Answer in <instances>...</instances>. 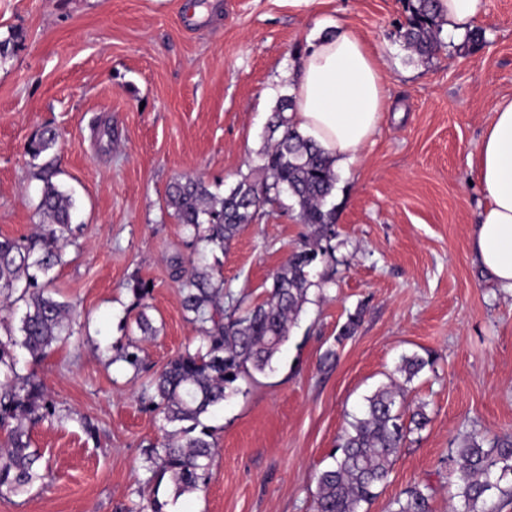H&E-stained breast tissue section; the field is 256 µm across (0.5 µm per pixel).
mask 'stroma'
<instances>
[{
  "mask_svg": "<svg viewBox=\"0 0 512 512\" xmlns=\"http://www.w3.org/2000/svg\"><path fill=\"white\" fill-rule=\"evenodd\" d=\"M404 20L403 0H0V40L20 35L0 64V236L35 229L26 148L52 127L57 180L79 205L53 286L81 311L38 367L56 414L31 439L51 478L0 497V512H139L155 498L181 512H315L316 475L348 414L404 355L434 362L407 395L429 421L367 512H391L413 486L431 512H448L451 450L472 434L512 437V290L474 259L483 195L469 168L497 96L512 94V0H484L482 43L426 62L397 42ZM339 28L375 50L389 109L362 161L339 175L335 258L316 265L273 372L240 381L204 417L216 445L208 477L176 495L147 460L164 422L141 400L155 372L200 344L172 277L173 259L194 249L168 187L193 175L226 190L257 168L289 92L284 72L313 36ZM309 233L267 206L205 261L221 269L225 297L259 302ZM135 276L151 286L157 335L135 326ZM355 312L354 335L337 341ZM132 340L144 370L112 358Z\"/></svg>",
  "mask_w": 512,
  "mask_h": 512,
  "instance_id": "stroma-1",
  "label": "stroma"
}]
</instances>
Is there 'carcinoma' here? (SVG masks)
Segmentation results:
<instances>
[{"label":"carcinoma","mask_w":512,"mask_h":512,"mask_svg":"<svg viewBox=\"0 0 512 512\" xmlns=\"http://www.w3.org/2000/svg\"><path fill=\"white\" fill-rule=\"evenodd\" d=\"M437 0H406V24L398 40L418 58L428 60L442 48L443 28ZM293 99L281 97L268 122L267 143L260 151L259 176L246 174L219 193L199 177L181 176L167 193V207L191 237L194 246L224 250L230 241L267 205H284L310 228V237L276 271L266 298L242 305L224 304V277L201 264L186 267L175 261L181 305L198 324L201 343L195 351L170 359L150 384L149 404L172 429L161 447L150 451L157 478L169 477L179 493L197 489L206 479L215 446L202 418L239 392L236 382L273 370V362L289 339L310 288L312 271L329 252L322 245L333 236L335 207L330 198L338 175L318 145L302 135L288 117ZM57 145V133L43 128L28 146L33 178L39 182L37 231L19 239L0 238V296L16 297L25 312L18 330L0 337V496L18 494L46 478L39 467L40 450L31 447L30 431L54 416L55 405L36 367L61 337L73 334L80 312L50 291L49 273L62 262L65 234L72 232L75 199L57 182L54 159L44 160ZM139 308L135 325L143 336L157 333L144 312L148 285L129 284ZM30 357L29 368H18L17 350ZM117 359L138 371L139 348L131 343L117 349ZM432 362L403 356L396 372L364 396L349 415L338 438L334 463L316 477L315 512H362L388 478L407 434L427 422L425 404L410 407L407 384ZM414 427H409L405 419ZM459 504L451 512H497L495 499L512 495V440L466 437L450 456ZM393 512H430L428 496L417 486L394 501Z\"/></svg>","instance_id":"cac0c4a2"}]
</instances>
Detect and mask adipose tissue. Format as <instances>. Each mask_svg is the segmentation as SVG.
<instances>
[{
    "label": "adipose tissue",
    "mask_w": 512,
    "mask_h": 512,
    "mask_svg": "<svg viewBox=\"0 0 512 512\" xmlns=\"http://www.w3.org/2000/svg\"><path fill=\"white\" fill-rule=\"evenodd\" d=\"M437 13L444 33L459 37L482 15L483 0H438ZM289 79L296 128L335 169L358 164L387 110L385 77L370 47L347 29L317 34ZM470 167L484 197L473 254L491 280L512 289V96L497 102Z\"/></svg>",
    "instance_id": "obj_1"
}]
</instances>
